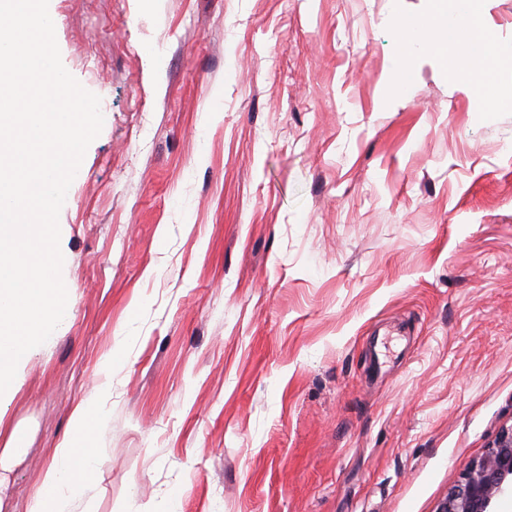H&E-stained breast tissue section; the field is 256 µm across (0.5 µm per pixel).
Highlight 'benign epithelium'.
<instances>
[{
	"label": "benign epithelium",
	"instance_id": "benign-epithelium-1",
	"mask_svg": "<svg viewBox=\"0 0 512 512\" xmlns=\"http://www.w3.org/2000/svg\"><path fill=\"white\" fill-rule=\"evenodd\" d=\"M512 478V428L501 431L492 447L472 462L436 512H488L492 498Z\"/></svg>",
	"mask_w": 512,
	"mask_h": 512
}]
</instances>
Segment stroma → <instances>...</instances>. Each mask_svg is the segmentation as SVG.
Returning <instances> with one entry per match:
<instances>
[{
	"label": "stroma",
	"mask_w": 512,
	"mask_h": 512,
	"mask_svg": "<svg viewBox=\"0 0 512 512\" xmlns=\"http://www.w3.org/2000/svg\"><path fill=\"white\" fill-rule=\"evenodd\" d=\"M431 0H49L104 122L59 217L68 318L0 396V512L53 448L77 512H436L512 427V0L497 107ZM112 363L72 433L75 404ZM437 4L434 12L416 29H411L400 21L404 28V42L406 51L396 64L398 95L403 96L408 87L409 78L427 57L440 63L447 62V55L441 50V44L448 42L455 44L459 38V23L464 21L468 28V43L474 50L487 57L485 47L493 40L485 14H473L469 1H453L456 6L444 9L442 3L447 1L433 0ZM111 361H107L103 364L100 374L105 377V381L100 386L99 390L82 399L73 408L71 420L73 424V430L76 433L83 432L86 428L87 415L91 408L96 407L100 397L106 393L110 386L109 373L111 369Z\"/></svg>",
	"instance_id": "1"
}]
</instances>
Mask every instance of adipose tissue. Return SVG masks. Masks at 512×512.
<instances>
[{"label":"adipose tissue","mask_w":512,"mask_h":512,"mask_svg":"<svg viewBox=\"0 0 512 512\" xmlns=\"http://www.w3.org/2000/svg\"><path fill=\"white\" fill-rule=\"evenodd\" d=\"M468 28V43L476 51H484L493 39L485 15L472 13L468 0H458L455 7H436L434 12L417 28L406 29L404 42L406 51L396 64L398 91H406L409 78L425 59L445 62L442 43H456L460 26ZM103 451L99 448L86 449L76 454L73 441L60 443L53 451L51 464L44 472L42 484L33 507L34 512H68L75 500V466L90 468L100 464Z\"/></svg>","instance_id":"adipose-tissue-1"}]
</instances>
